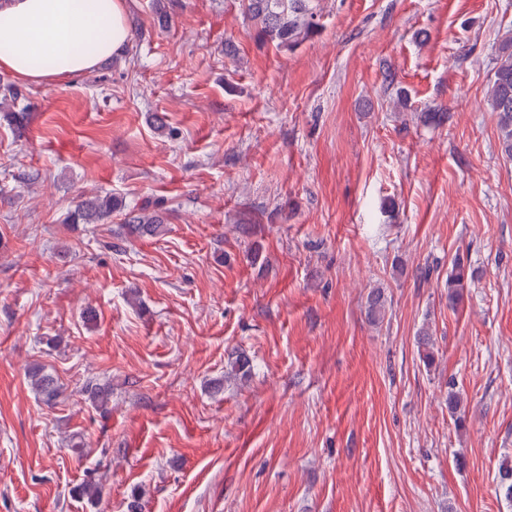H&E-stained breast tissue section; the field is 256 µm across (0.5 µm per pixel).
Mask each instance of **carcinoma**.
<instances>
[{
    "label": "carcinoma",
    "instance_id": "carcinoma-1",
    "mask_svg": "<svg viewBox=\"0 0 512 512\" xmlns=\"http://www.w3.org/2000/svg\"><path fill=\"white\" fill-rule=\"evenodd\" d=\"M246 16L254 22L258 36L265 41L274 42L282 47L298 44L316 27L314 8L310 0H243ZM492 111L496 112L501 132V154L512 160V51L504 52L494 71L489 92ZM122 209L116 198L106 194L81 196L68 219L73 224H102L112 213ZM127 224L133 233L141 236H154L162 231L164 218L161 213L141 207L126 213ZM474 271L464 257L455 254L448 265V304L454 305L463 290L474 280ZM387 298L380 288H374L367 294L366 316L375 323L385 316ZM251 372L250 361L243 355H237L229 361L225 372L227 377L246 378ZM31 384L38 395L47 403L52 402L60 392L58 379L51 373L37 368L31 375ZM85 401L102 411L107 412L111 388L105 384L88 381L82 388ZM462 405L459 392L455 390V382L448 380V413L455 417L458 425L464 419L458 415ZM498 494L512 501V461L504 460L498 468L496 476ZM76 494L85 499L91 506L97 505L103 496L101 480L96 472L89 471Z\"/></svg>",
    "mask_w": 512,
    "mask_h": 512
}]
</instances>
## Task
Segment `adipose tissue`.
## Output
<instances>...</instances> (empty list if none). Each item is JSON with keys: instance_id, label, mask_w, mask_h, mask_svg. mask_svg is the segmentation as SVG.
Returning <instances> with one entry per match:
<instances>
[{"instance_id": "1", "label": "adipose tissue", "mask_w": 512, "mask_h": 512, "mask_svg": "<svg viewBox=\"0 0 512 512\" xmlns=\"http://www.w3.org/2000/svg\"><path fill=\"white\" fill-rule=\"evenodd\" d=\"M130 45L124 0H0V70L18 80H67Z\"/></svg>"}]
</instances>
